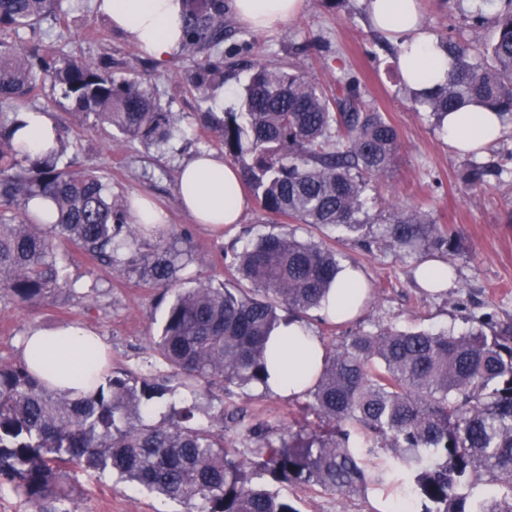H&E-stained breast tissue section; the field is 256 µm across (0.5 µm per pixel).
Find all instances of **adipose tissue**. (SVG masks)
Segmentation results:
<instances>
[{
    "label": "adipose tissue",
    "instance_id": "obj_1",
    "mask_svg": "<svg viewBox=\"0 0 512 512\" xmlns=\"http://www.w3.org/2000/svg\"><path fill=\"white\" fill-rule=\"evenodd\" d=\"M369 23L399 41L397 68L405 85L429 92L447 81L451 65L433 35L424 30L416 0H363ZM306 0H228L236 19L255 31L287 23L303 12ZM99 14L145 56L166 63L180 48L181 0H96ZM24 128L17 134L21 152L36 156L54 144L57 130L48 113L21 112ZM450 147L461 154L476 152L500 138L503 124L495 113L471 107L449 115L444 123ZM177 195L195 223L216 227L239 223L247 205L238 167L211 152L194 156L178 175ZM367 295L364 273L342 264L322 313L333 322L358 317ZM268 389L296 397L313 387L325 350L307 324H279L269 336ZM20 352L32 371L54 389L78 397L91 385L89 373L107 372L106 345L84 325L61 329L29 328Z\"/></svg>",
    "mask_w": 512,
    "mask_h": 512
}]
</instances>
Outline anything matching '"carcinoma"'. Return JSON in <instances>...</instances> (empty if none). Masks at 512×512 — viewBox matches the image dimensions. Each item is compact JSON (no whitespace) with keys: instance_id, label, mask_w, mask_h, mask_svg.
Wrapping results in <instances>:
<instances>
[{"instance_id":"cac0c4a2","label":"carcinoma","mask_w":512,"mask_h":512,"mask_svg":"<svg viewBox=\"0 0 512 512\" xmlns=\"http://www.w3.org/2000/svg\"><path fill=\"white\" fill-rule=\"evenodd\" d=\"M474 0L470 19L491 21L493 40L475 47L441 34L451 62L448 81L415 105L440 125L448 113L481 105L512 120V0ZM60 0H0V292L35 304L60 288L59 249L72 244L95 260L140 270L167 293L182 253L159 245L141 266L138 227L127 223L130 202L112 196L93 170L60 165L64 147L42 157L14 143L20 110L12 104L48 78L73 111L108 124L130 140L160 144L178 125L139 83L112 64L71 56L57 64L28 44L56 18ZM183 48L193 58L191 81L207 95L224 84L213 57L224 43V0H183ZM224 155L238 164L261 207L341 238L370 233L365 188L386 175L399 148L396 128L361 102L359 83L345 73L327 91L303 75L257 62L239 107L211 127ZM44 196L54 223L17 218L15 210ZM378 236L401 258L458 251L457 232L420 209L394 208ZM233 281L176 292L168 301L152 356L193 395L213 386L266 384V340L282 320L307 321L320 311L340 268L335 248L301 240L286 225L224 256ZM453 331L359 330L326 348L306 408L322 424L271 434L260 423L229 418L253 437L261 459L242 457L224 440V411L195 421L197 402H171L163 420L146 424L148 403L174 396L155 376L104 374L78 398L47 387L23 361L0 364V484H9L43 512H68V470L116 473L194 512H298L295 505L252 485V469L302 488L360 497L371 486L399 482V500L414 512H512V324L489 315ZM363 429L388 462L366 468L351 428Z\"/></svg>"}]
</instances>
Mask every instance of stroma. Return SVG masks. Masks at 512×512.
I'll return each instance as SVG.
<instances>
[{"label": "stroma", "instance_id": "35a3bbf8", "mask_svg": "<svg viewBox=\"0 0 512 512\" xmlns=\"http://www.w3.org/2000/svg\"><path fill=\"white\" fill-rule=\"evenodd\" d=\"M420 7L422 24L432 34H460L478 47L494 36L491 25L476 26L469 20L470 0H420ZM61 31L66 34L62 41L57 38ZM31 42L41 54L60 61L72 55L111 58L114 73L141 81L157 102L178 115V127L169 141L147 147L128 142L111 126L83 121L51 82L40 84L28 101L29 108L52 116L67 144L65 159L74 168L98 171L114 197L146 194L168 212L169 222L159 234L139 236L137 246L143 255L151 256L160 236L177 237L185 263L177 287L224 283L225 255L272 230L274 220L256 198H249L241 223L216 232L194 223L181 210L176 193L182 163L202 150H222L203 126L201 113L220 116L236 107L250 64L260 61L301 72L327 90L335 88L343 73L355 75L367 106L379 108L400 135L394 168L386 178L371 182L366 192L370 223H384L396 206L420 208L435 223L454 228L462 239L461 251L445 257L456 273L455 285L440 294L422 288L415 276V260L400 259L382 238L367 244L353 239L337 243L342 262L365 271L372 297L354 322L311 321L317 336L330 346L362 329L463 330L472 311L490 312L500 324L512 323V121L507 134L474 159L501 168V175L490 176L478 190L469 189L466 177L471 159L448 146L429 112L414 109L396 70L399 46L373 31L362 0H338L334 5L328 0H306L300 15L263 32L225 17L224 85L206 100L190 81L192 63L185 52L157 65L99 16L93 0H61L56 20L45 23ZM60 265L64 288L36 304L22 305L0 293V363L20 360L19 343L30 327L79 322L106 341L113 370L146 371L149 343L162 315L158 290L121 267L91 260L70 244L61 248ZM307 401L304 395L290 399L255 389L244 393L205 386L198 397V419L206 421L208 414L221 410L244 415L274 431L316 423V416L304 409ZM253 480L272 486L299 512H383L398 491L394 485L373 487L366 496L348 498L276 484L265 474L254 475ZM70 481L76 492L67 503L69 512H185L183 505L109 473L78 470Z\"/></svg>", "mask_w": 512, "mask_h": 512}]
</instances>
